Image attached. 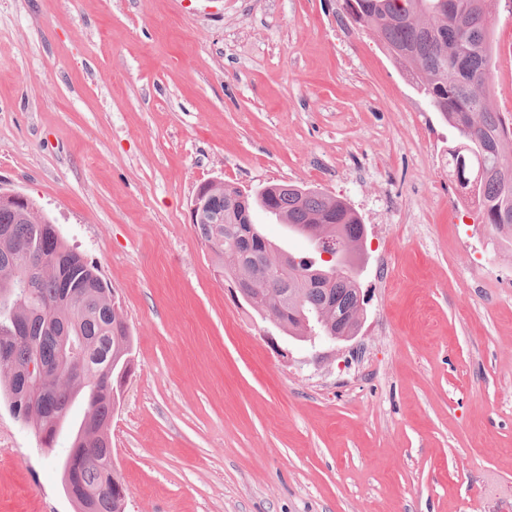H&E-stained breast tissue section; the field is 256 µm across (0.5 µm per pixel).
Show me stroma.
<instances>
[{
    "label": "stroma",
    "mask_w": 512,
    "mask_h": 512,
    "mask_svg": "<svg viewBox=\"0 0 512 512\" xmlns=\"http://www.w3.org/2000/svg\"><path fill=\"white\" fill-rule=\"evenodd\" d=\"M493 23L512 123V0ZM453 143L343 0H0V186L98 265L132 336L125 512H512V257ZM211 181L357 211L352 341L309 350L217 275L189 222ZM0 427V512H75L69 434L46 452L4 402Z\"/></svg>",
    "instance_id": "1"
}]
</instances>
